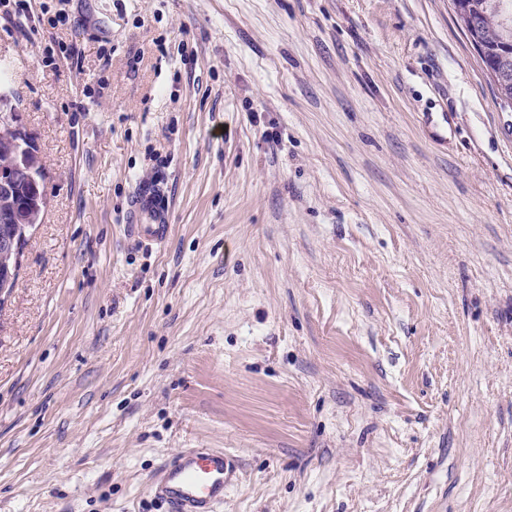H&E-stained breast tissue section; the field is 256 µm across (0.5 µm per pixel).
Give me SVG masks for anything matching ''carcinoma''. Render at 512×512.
I'll return each mask as SVG.
<instances>
[{"label": "carcinoma", "mask_w": 512, "mask_h": 512, "mask_svg": "<svg viewBox=\"0 0 512 512\" xmlns=\"http://www.w3.org/2000/svg\"><path fill=\"white\" fill-rule=\"evenodd\" d=\"M454 13L462 24L464 35L493 80L499 97L512 102V0H457ZM476 18V26L469 28L468 18ZM26 143L0 149V175L11 176L26 155ZM45 175L37 166L29 178L14 182L11 205L19 216L15 224L0 221V237H8L20 230L30 231L38 223L43 205Z\"/></svg>", "instance_id": "carcinoma-1"}]
</instances>
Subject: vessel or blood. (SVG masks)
I'll use <instances>...</instances> for the list:
<instances>
[{"mask_svg":"<svg viewBox=\"0 0 512 512\" xmlns=\"http://www.w3.org/2000/svg\"><path fill=\"white\" fill-rule=\"evenodd\" d=\"M170 213V202L159 185L145 184L128 201L126 226L146 240L163 242L171 233ZM236 471L235 458L224 450L187 448L149 476L147 489L166 503V512H219Z\"/></svg>","mask_w":512,"mask_h":512,"instance_id":"obj_1","label":"vessel or blood"}]
</instances>
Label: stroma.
<instances>
[{"label": "stroma", "instance_id": "35a3bbf8", "mask_svg": "<svg viewBox=\"0 0 512 512\" xmlns=\"http://www.w3.org/2000/svg\"><path fill=\"white\" fill-rule=\"evenodd\" d=\"M0 10L47 204L0 301V512H512V105L450 0ZM62 41L81 68L47 48ZM160 183L172 232L134 242ZM170 213V202L159 183L144 184L128 201L126 227L146 240L164 242L171 233ZM237 471L235 458L217 448H186L161 464L147 489L165 512H217Z\"/></svg>", "mask_w": 512, "mask_h": 512}]
</instances>
